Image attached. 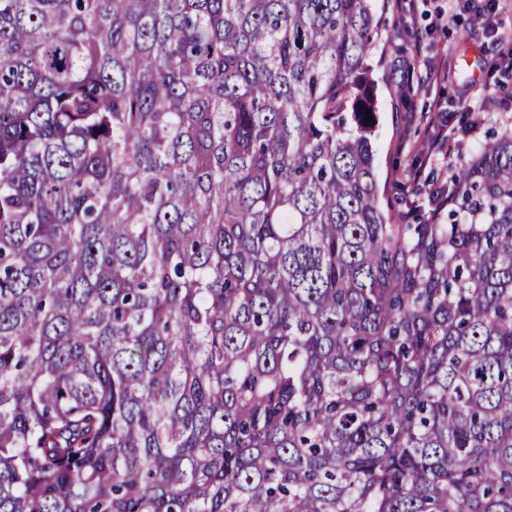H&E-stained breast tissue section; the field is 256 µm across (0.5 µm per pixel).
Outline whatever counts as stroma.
Here are the masks:
<instances>
[{
  "mask_svg": "<svg viewBox=\"0 0 512 512\" xmlns=\"http://www.w3.org/2000/svg\"><path fill=\"white\" fill-rule=\"evenodd\" d=\"M473 2V8L461 11L448 28L439 29L434 14L445 0H415L408 11L394 9L391 0H376L381 31L369 58L381 110L376 161L379 184L391 196H400L409 173L427 155V110L438 107L452 115V145L459 144L462 122L456 114L461 105L478 111L493 97L497 104L484 119V128L501 129L512 122V72L494 73L488 67L498 40L512 39V0H501L498 10L489 13L493 29L487 34L476 23L477 8L486 0ZM408 58L422 67L447 59L449 77L425 80L413 94L402 96L400 63Z\"/></svg>",
  "mask_w": 512,
  "mask_h": 512,
  "instance_id": "stroma-1",
  "label": "stroma"
}]
</instances>
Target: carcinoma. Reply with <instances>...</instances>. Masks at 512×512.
I'll list each match as a JSON object with an SVG mask.
<instances>
[{
    "mask_svg": "<svg viewBox=\"0 0 512 512\" xmlns=\"http://www.w3.org/2000/svg\"><path fill=\"white\" fill-rule=\"evenodd\" d=\"M376 35L0 0V512H512V131L403 221Z\"/></svg>",
    "mask_w": 512,
    "mask_h": 512,
    "instance_id": "obj_1",
    "label": "carcinoma"
}]
</instances>
